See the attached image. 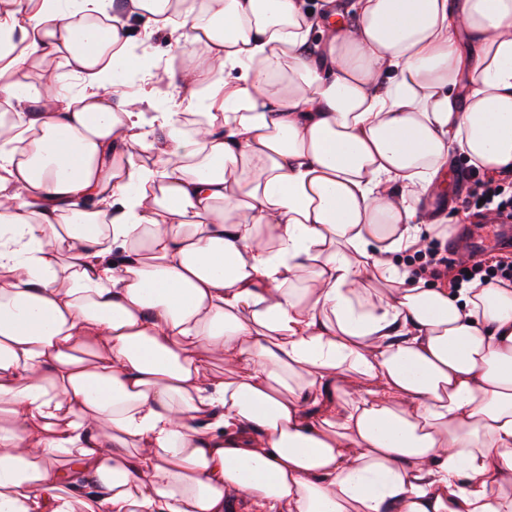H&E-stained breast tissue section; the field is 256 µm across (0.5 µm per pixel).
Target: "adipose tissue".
<instances>
[{"instance_id":"1","label":"adipose tissue","mask_w":512,"mask_h":512,"mask_svg":"<svg viewBox=\"0 0 512 512\" xmlns=\"http://www.w3.org/2000/svg\"><path fill=\"white\" fill-rule=\"evenodd\" d=\"M0 100V512H512V288L392 261L512 172V0H0ZM131 37L135 43L140 45L136 48L137 53H141L143 46H148L155 65L151 68L152 77L145 80L152 87V93L149 100L141 104V111L145 112L147 118H150L154 112H165L173 100L178 95L177 85V55L184 51L195 48V46L185 43L182 39L180 43L175 41L177 35H171L169 30L155 31L150 36L144 31V28L138 22L131 21ZM144 45L141 46V43ZM16 77L28 83L32 92L41 91L43 85L49 81H56L63 86L76 89L77 80L71 73L70 67L64 58H56L47 64L41 65L28 59Z\"/></svg>"}]
</instances>
